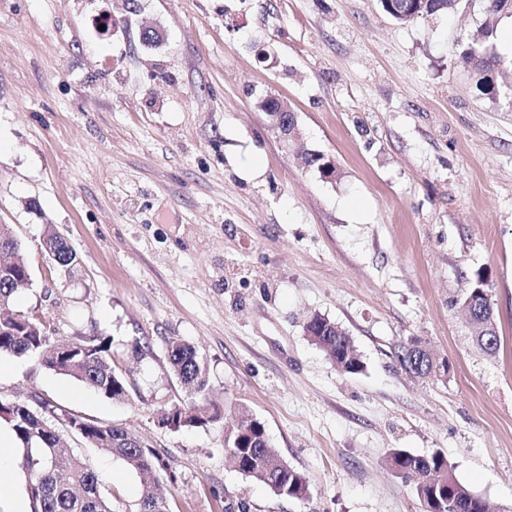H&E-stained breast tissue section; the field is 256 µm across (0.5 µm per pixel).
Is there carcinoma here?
<instances>
[{"label":"carcinoma","mask_w":512,"mask_h":512,"mask_svg":"<svg viewBox=\"0 0 512 512\" xmlns=\"http://www.w3.org/2000/svg\"><path fill=\"white\" fill-rule=\"evenodd\" d=\"M463 0H425L422 10H406L411 0H380L385 14L400 23H410L424 15L451 14L460 9ZM502 0H485V19L481 38L469 42L463 52L472 65L475 89L482 95L497 99L505 95L497 83L496 72L501 60L493 50L498 23L512 17V8L504 11ZM0 246L15 254L13 273L0 280V355L37 354L45 366L67 376L101 396L117 400L127 393L122 370L112 357L111 342L99 337L68 345L51 342L46 323L34 314H16L17 296L29 286L30 267L21 255V243L5 224L0 227ZM42 246L56 255V268L72 272L76 255L66 240L52 226H47ZM481 273L470 283L463 300L471 299L478 319L488 324L493 346L485 352L494 354L500 347L490 297L484 295ZM316 338L315 344L331 361L344 365L346 373L359 374L364 368L361 356L353 349L348 336L336 330V322L322 314L312 316L307 326ZM168 360L174 375L193 395L190 403L177 402L159 411L158 423L171 430L198 428L224 420V409L208 397L206 369L195 348L182 340L168 342ZM237 422L224 436V451L237 472L283 498L303 500L309 494L306 478L284 459L264 446L265 426L249 411L238 409ZM52 413L49 405L0 402V419L5 421L21 452L20 468L26 478L31 512H112V502L99 487L97 476L87 460L61 442L58 432L48 424ZM78 435L92 448L122 460L139 474L144 491L137 512H170L166 501L150 491V481L169 470V463L146 441L121 427L104 425L73 416L68 419ZM390 465L401 478L413 483L419 500L426 502L429 512H487L482 498L456 477L454 467L445 454L413 455L402 449L391 452Z\"/></svg>","instance_id":"1"}]
</instances>
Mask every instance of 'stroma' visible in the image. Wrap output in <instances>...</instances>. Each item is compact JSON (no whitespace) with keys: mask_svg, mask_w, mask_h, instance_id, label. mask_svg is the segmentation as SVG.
<instances>
[{"mask_svg":"<svg viewBox=\"0 0 512 512\" xmlns=\"http://www.w3.org/2000/svg\"><path fill=\"white\" fill-rule=\"evenodd\" d=\"M484 7L401 24L379 0H0V224L32 276L16 308L58 344L111 339L128 382L116 402L2 355L0 402L48 403L115 512H136L140 478L67 416L163 453L172 512H224L228 493L247 512H424L386 465L395 449L443 452L491 512H512V101L481 96L461 55ZM257 90L288 99L302 146L336 178L284 148ZM49 224L75 277L50 269ZM478 272L493 357L457 303ZM315 312L345 328L363 372L311 343ZM410 337L446 376L401 369ZM172 338L204 358L225 424L247 407L308 498L236 472L225 424H158L192 400ZM419 343H421L419 339L411 338L410 340H407L405 343H401L398 345L396 357L399 365L401 366L402 369H407L408 366L405 364V361H407V352L410 350V346H415L418 344L417 347H415L417 353L414 355V359H417V357H419L420 362H422L423 366L427 364L433 370H437L438 366H440L441 364L438 355L425 344Z\"/></svg>","mask_w":512,"mask_h":512,"instance_id":"35a3bbf8","label":"stroma"}]
</instances>
